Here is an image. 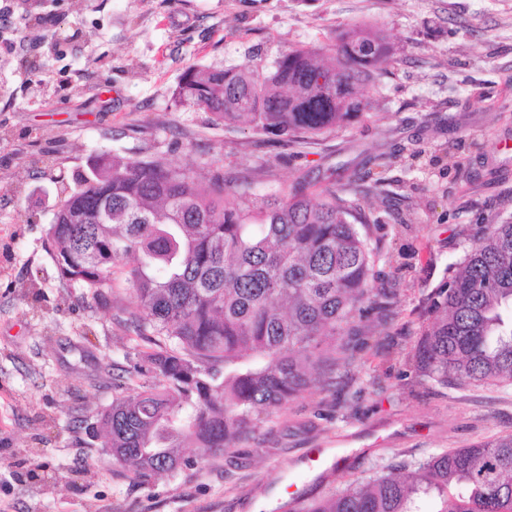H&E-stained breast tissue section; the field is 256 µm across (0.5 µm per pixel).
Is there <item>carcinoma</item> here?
<instances>
[{"label":"carcinoma","mask_w":512,"mask_h":512,"mask_svg":"<svg viewBox=\"0 0 512 512\" xmlns=\"http://www.w3.org/2000/svg\"><path fill=\"white\" fill-rule=\"evenodd\" d=\"M390 60L381 31L355 24L326 47L292 46L265 68L191 65L178 104L216 122L293 139L358 121V87ZM233 186L203 182L160 157H101L58 205L48 238L61 280L99 293L125 264L131 323L154 345L131 364L127 394L99 424L113 460L148 477L222 453L262 414L315 386L310 366L353 358L336 337L387 308L375 286L374 223L357 191L330 182L230 204ZM415 358L442 385L512 383V221L486 226L428 299ZM251 354L265 363H236ZM289 512H512V434L431 456Z\"/></svg>","instance_id":"1"}]
</instances>
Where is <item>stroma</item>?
<instances>
[{
  "label": "stroma",
  "instance_id": "35a3bbf8",
  "mask_svg": "<svg viewBox=\"0 0 512 512\" xmlns=\"http://www.w3.org/2000/svg\"><path fill=\"white\" fill-rule=\"evenodd\" d=\"M357 22L393 47L369 108L289 144L178 105L189 65H271ZM149 156L259 196L363 190L388 311L353 360L264 416L237 447L147 482L95 426L151 345L123 280H60L46 233L98 155ZM512 218V0H0V512H271L512 433V385L442 387L415 352L430 295L485 225ZM339 455L352 467L315 483Z\"/></svg>",
  "mask_w": 512,
  "mask_h": 512
}]
</instances>
